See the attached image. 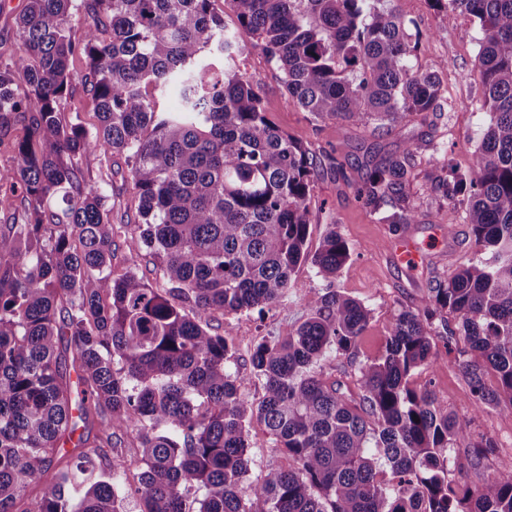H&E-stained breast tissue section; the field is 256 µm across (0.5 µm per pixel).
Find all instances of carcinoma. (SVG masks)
Segmentation results:
<instances>
[{
    "mask_svg": "<svg viewBox=\"0 0 512 512\" xmlns=\"http://www.w3.org/2000/svg\"><path fill=\"white\" fill-rule=\"evenodd\" d=\"M430 2L483 31L481 145L463 170L443 143H411L349 186L381 222L410 224L416 154L432 151V217L451 234L464 215L484 256L399 310L366 361L357 342L372 309L332 286L305 298L288 335L254 345L263 394L251 400L216 316L283 305L307 261L332 283L352 252L330 223L308 253L310 193L329 154L279 129L236 57L260 50L317 124L388 130L442 111L448 63L413 62L420 35L389 0H224L248 45L213 0H25L24 53L0 56V146L17 159L0 168V207L12 209L0 225V512H125L132 500L139 512H512V470L476 488L448 479L467 421L412 384L437 367L433 335L446 336L472 354L460 362L472 413L512 414V0ZM76 54L97 103L92 130L63 118ZM169 87L177 112L159 110ZM87 152L125 157L135 228L112 223L79 165ZM143 250L159 288L139 275ZM332 353L354 365L356 391L324 373ZM78 419L96 432L66 461ZM254 422L281 463L246 484Z\"/></svg>",
    "mask_w": 512,
    "mask_h": 512,
    "instance_id": "carcinoma-1",
    "label": "carcinoma"
}]
</instances>
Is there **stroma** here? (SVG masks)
<instances>
[{
    "label": "stroma",
    "instance_id": "1",
    "mask_svg": "<svg viewBox=\"0 0 512 512\" xmlns=\"http://www.w3.org/2000/svg\"><path fill=\"white\" fill-rule=\"evenodd\" d=\"M393 5L410 21L411 31L420 34L417 62L423 66L440 60L448 63V93L442 115L424 113L390 133L374 134L341 121L314 124L288 97L277 72L260 52L244 53L237 60L238 69L259 86L268 116L277 126L304 143L332 152L336 158V168L325 170L311 193L310 208L318 222L310 227L307 249L312 252L319 247L329 222L337 225L351 246L353 256L334 286L373 311V318L358 342V358L362 361L381 353L398 309L416 304L432 280L449 276L463 260L476 254L469 225L456 224L450 232L431 221L429 214L437 206L428 197L424 181L413 186L421 202L419 217L397 229L381 223L346 185L347 179L359 178L375 157L402 151L410 141L443 138L448 157L458 166H467L484 132L482 116L472 108L481 88L469 78L476 70L483 38L478 21L459 12L437 14L428 0H393ZM111 164V174L103 175L99 172L98 155L88 154L82 159L83 168L97 176L100 190L109 198L113 223H134L138 200L128 169L120 157L113 158ZM400 241L417 247L416 264L408 266L397 259L395 245ZM326 286V281L304 263L289 285L286 305L262 314L245 311L227 316L235 343L231 370L249 374L250 354L256 342L264 337L287 335L305 313L304 298ZM412 382L417 386L431 385L450 410L469 421L465 435L455 444L448 467L449 479L477 487L494 474L512 469V415L494 411L472 415L468 387L455 355L439 352L436 370H418ZM484 437L493 439L496 448L480 464L471 465L468 457L472 447Z\"/></svg>",
    "mask_w": 512,
    "mask_h": 512
}]
</instances>
